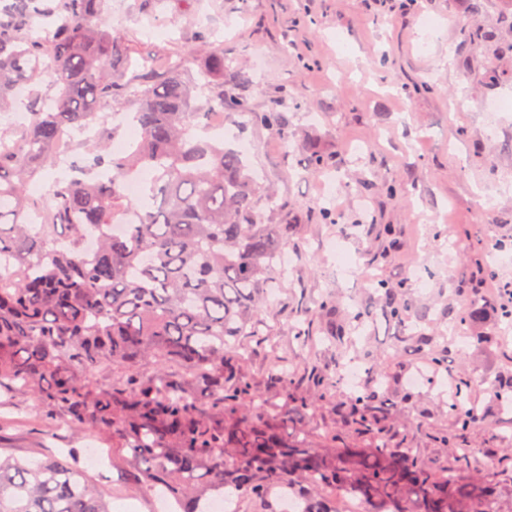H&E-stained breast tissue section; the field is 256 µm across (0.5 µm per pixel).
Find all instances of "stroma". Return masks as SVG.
<instances>
[{"instance_id":"stroma-1","label":"stroma","mask_w":512,"mask_h":512,"mask_svg":"<svg viewBox=\"0 0 512 512\" xmlns=\"http://www.w3.org/2000/svg\"><path fill=\"white\" fill-rule=\"evenodd\" d=\"M114 28L132 45L133 68L146 59L175 61L201 31L224 46V74L245 75L236 93L254 111L276 113L287 137L248 116L225 111L226 144L251 143L248 161L278 206L263 221L290 220L293 258L278 283L266 335L250 339L247 374L256 391L277 398L272 375L296 361L297 302L315 306L337 298L336 316L351 321L379 289L406 287L423 328L448 348L452 363L495 379L512 374V324L491 315L470 326L459 345L456 318L464 299L458 285L473 283L492 299L491 280L512 282V267L480 274L483 249L512 245V112L489 106L512 96V16L502 0H419L416 8L376 14L366 0H168L150 11L143 0H120ZM437 21L423 27V17ZM490 30V43L466 40V30ZM331 166L312 170L311 150ZM400 185L398 195L385 186ZM345 239L351 269L333 267L330 241ZM426 263L424 286L413 268ZM396 326L373 314L355 331L391 380L393 421H413V445L430 460L448 451L433 439L448 427V385L411 372L424 359L394 346ZM350 395L337 388L305 419L310 438L332 433L358 445L336 417ZM101 448L105 463L89 468L93 482L113 495V512H156L149 494L128 480L125 452L108 431L76 430L31 396L0 390V453L28 460L69 457L76 448Z\"/></svg>"}]
</instances>
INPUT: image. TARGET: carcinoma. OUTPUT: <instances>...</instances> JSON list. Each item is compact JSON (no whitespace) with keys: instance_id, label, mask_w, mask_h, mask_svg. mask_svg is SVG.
<instances>
[{"instance_id":"cac0c4a2","label":"carcinoma","mask_w":512,"mask_h":512,"mask_svg":"<svg viewBox=\"0 0 512 512\" xmlns=\"http://www.w3.org/2000/svg\"><path fill=\"white\" fill-rule=\"evenodd\" d=\"M106 0H0V107L18 84L32 88L53 71L59 95L50 109L31 102L19 137L0 133V387L37 396L74 427L112 430L127 450L131 478L146 492L179 503L183 512H210L213 495L235 503L246 497L290 496L308 512H336L322 496L344 490L369 512H484L512 462V438L493 470L478 473L466 435L512 403V378L491 382L499 406L483 412L472 374L461 366L448 400L451 450L445 463L412 448L408 426H389L384 383L352 393L342 414L350 427L372 436L352 448L329 436L311 441L303 422L339 383L336 370L353 346L347 326L321 337L336 349V364L320 369L301 361L279 374L286 403L252 393L240 372L248 357L241 338L256 336L274 303L271 279L288 248L291 225L264 224L257 210L259 183L237 149L194 133L207 110L251 112L250 103L224 93V50L198 34L205 99L187 73L197 58L186 55L158 73L152 67L118 83L132 46L108 29ZM51 20L48 37L34 18ZM127 107L142 143L126 155L111 153L108 132L87 143L76 172L52 189L53 203L38 232L31 230L28 182L52 162L60 127L89 124L103 108ZM133 168L154 172L149 203L121 233L107 228L133 208L122 181ZM99 231L95 252L84 249L87 229ZM402 289L380 298L386 317L412 328L425 316L412 313ZM491 303L468 297L457 318L462 330L482 320ZM299 351L314 340L308 307L298 312ZM403 340L448 370V349L412 332ZM123 370L105 387L89 385L82 370L102 363ZM170 363L182 367L167 371ZM304 371L317 395L290 391ZM68 460L34 461L0 455V512H111L109 501L79 466Z\"/></svg>"}]
</instances>
